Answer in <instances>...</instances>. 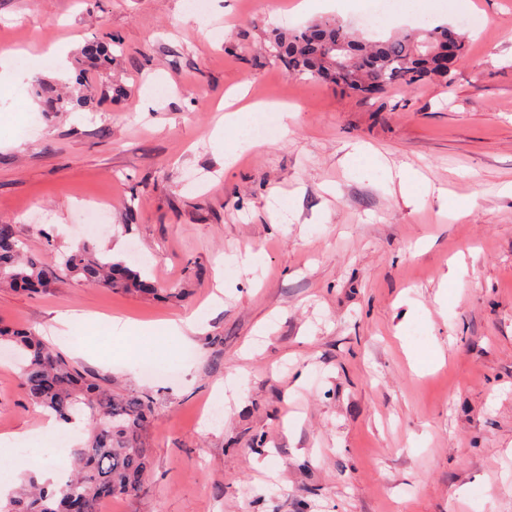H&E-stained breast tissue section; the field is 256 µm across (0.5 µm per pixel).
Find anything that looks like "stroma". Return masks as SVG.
Wrapping results in <instances>:
<instances>
[{
	"mask_svg": "<svg viewBox=\"0 0 512 512\" xmlns=\"http://www.w3.org/2000/svg\"><path fill=\"white\" fill-rule=\"evenodd\" d=\"M294 2L0 0V55L65 45L72 72L0 88V222L46 265L87 244L160 288L0 287V323L115 394L153 396L150 474L100 512H512V0H394L400 25L462 27L467 49L449 84L372 99L290 77L266 46L323 17L373 40L387 22L366 29L362 0L300 15ZM94 40L109 66L84 64ZM80 75L90 101L49 111ZM235 86L296 117L283 130L258 116L256 145L228 165L210 137ZM356 145L372 158L353 159ZM405 166L447 201L402 196L388 175ZM102 204L105 231L83 230ZM62 313L203 323L163 381L141 370L150 343L117 356L107 329L52 334ZM41 426L0 351V435Z\"/></svg>",
	"mask_w": 512,
	"mask_h": 512,
	"instance_id": "1",
	"label": "stroma"
}]
</instances>
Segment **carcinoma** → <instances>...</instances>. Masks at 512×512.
Returning <instances> with one entry per match:
<instances>
[{
  "instance_id": "cac0c4a2",
  "label": "carcinoma",
  "mask_w": 512,
  "mask_h": 512,
  "mask_svg": "<svg viewBox=\"0 0 512 512\" xmlns=\"http://www.w3.org/2000/svg\"><path fill=\"white\" fill-rule=\"evenodd\" d=\"M453 37L465 52L466 37L455 27L436 25L365 40L334 18L303 28L278 30L269 50L292 75H310L359 97L393 86L411 88L428 80L448 82L439 60ZM340 62L341 67L334 66ZM13 225L0 224V284L37 293L64 271L82 285L143 294L155 285L105 251L82 246L63 255L61 267L28 257ZM13 349L22 366V389L31 404L57 420L84 424L87 438L74 454L73 470L56 488L35 480L10 495L0 512H99L102 501L131 495L149 472L141 435L152 413L148 394L114 395L96 377L80 371L55 347L31 331L0 324V346Z\"/></svg>"
}]
</instances>
